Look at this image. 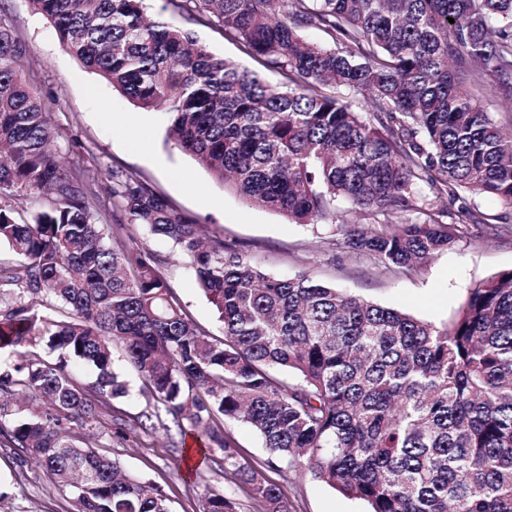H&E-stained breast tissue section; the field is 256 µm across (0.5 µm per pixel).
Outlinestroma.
<instances>
[{
    "instance_id": "obj_1",
    "label": "stroma",
    "mask_w": 512,
    "mask_h": 512,
    "mask_svg": "<svg viewBox=\"0 0 512 512\" xmlns=\"http://www.w3.org/2000/svg\"><path fill=\"white\" fill-rule=\"evenodd\" d=\"M143 4L149 17L190 32L215 55L234 60L270 84L286 83L283 72L248 55L226 36L221 24L198 23L173 10L166 0H143ZM0 14L30 49L22 78L49 103L55 148L64 164L80 161L107 178L115 172L137 176L177 212L223 233L226 242L262 270L292 276L306 273L343 292L438 325L456 319L476 283L512 270V235L496 236L489 229L498 221L512 223V208L488 196L443 201L446 222L462 224L463 235L411 274H393L349 250L332 248V240L345 232L343 224H296L281 213L245 205L169 139L165 111L139 108L85 68L62 48L54 25L27 0H0ZM166 275L184 310L211 335L223 337L224 325L193 271L180 264L168 268ZM117 367L129 394L113 400L111 416L94 426L98 452L160 487L173 512H202L203 500L212 492L234 498L239 512H260L247 489L224 473L218 459L201 460L193 437L175 448L161 431L117 434L112 415L132 424L155 405L141 395L138 373L122 361ZM38 410L34 400L10 399L0 413V512H78L70 491L4 435L15 418ZM224 431L235 439L242 463L281 486L290 512H367L364 502L309 472L271 466L263 439L248 425L228 419Z\"/></svg>"
}]
</instances>
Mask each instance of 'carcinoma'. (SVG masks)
Masks as SVG:
<instances>
[{
    "mask_svg": "<svg viewBox=\"0 0 512 512\" xmlns=\"http://www.w3.org/2000/svg\"><path fill=\"white\" fill-rule=\"evenodd\" d=\"M170 2L217 20L288 84L146 18L142 0H29L70 55L140 108L166 107L171 140L246 203L297 224H333L349 204L368 223L341 245L395 272L421 270L461 234L443 209L415 204L419 182L438 200L512 206V134L481 106L512 100V0ZM309 27L331 46L307 42ZM28 54L0 20V242L18 257L0 266V287L21 298L0 313V348L21 347L0 371V397L47 404L13 421L11 444L70 489L79 512H172L155 484L67 433L127 393L115 342L156 402L134 429L169 436L189 424L263 512L290 510L279 485L239 461L218 413L258 432L272 464L306 465L369 512H512V270L470 289L442 325L310 275L267 274L136 176L115 172L106 189L97 168L65 167L48 103L21 78ZM470 72L482 77L475 92ZM129 224L175 252L138 247ZM178 260L224 338L182 308L165 275ZM51 307L64 315L41 314ZM78 362L98 371L89 387L68 372ZM204 512L236 504L215 494Z\"/></svg>",
    "mask_w": 512,
    "mask_h": 512,
    "instance_id": "carcinoma-1",
    "label": "carcinoma"
}]
</instances>
